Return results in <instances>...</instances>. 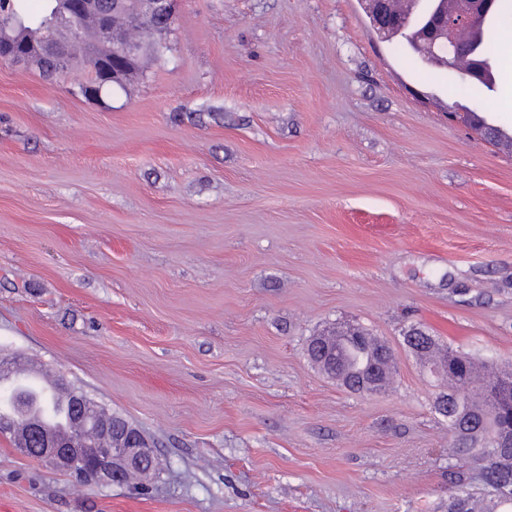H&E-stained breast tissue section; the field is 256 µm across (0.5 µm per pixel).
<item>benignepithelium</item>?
<instances>
[{"label":"benign epithelium","instance_id":"7a95c632","mask_svg":"<svg viewBox=\"0 0 512 512\" xmlns=\"http://www.w3.org/2000/svg\"><path fill=\"white\" fill-rule=\"evenodd\" d=\"M177 0H144L148 9L136 10L134 0H57L51 20L40 35L26 41L25 49L52 60L57 69L67 66V42L77 40L85 21L93 16L100 28V38L112 55L93 56L96 68L131 73L144 44L137 33L144 24L151 25L157 42L163 43L171 30ZM404 0H370L375 26L384 30L399 19L398 10ZM497 0H468L462 10L449 15L439 4L428 31L429 41L448 43V58L464 55L472 62L470 78L485 74L486 64L478 54L481 39L479 25L486 24L495 10ZM112 11L118 19L109 21L104 12ZM311 347L317 350L316 362L322 373L339 383L351 381L346 366L336 368V351L325 344L324 337L315 336ZM389 350H378L377 358L364 364L356 386L363 393L378 390L385 370L377 359L387 357ZM73 442L55 433L42 423L32 422L24 438L17 439L18 421L0 420V438H7L25 454H36L47 466L67 474L76 484L102 487L123 484L133 477L148 478L154 474V445L142 430L125 420H102L89 398L75 392L72 396Z\"/></svg>","mask_w":512,"mask_h":512}]
</instances>
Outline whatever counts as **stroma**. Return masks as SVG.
<instances>
[{
  "label": "stroma",
  "mask_w": 512,
  "mask_h": 512,
  "mask_svg": "<svg viewBox=\"0 0 512 512\" xmlns=\"http://www.w3.org/2000/svg\"><path fill=\"white\" fill-rule=\"evenodd\" d=\"M100 104L0 60V354L148 433L147 486L78 488L0 440V512H448L421 328L512 365V38L497 91L380 39L360 0H179ZM394 354L359 394L309 336Z\"/></svg>",
  "instance_id": "stroma-1"
}]
</instances>
